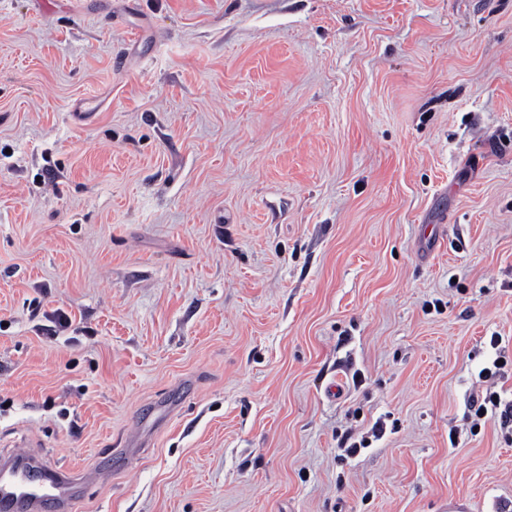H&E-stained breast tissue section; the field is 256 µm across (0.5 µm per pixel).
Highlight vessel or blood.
Segmentation results:
<instances>
[{
	"instance_id": "1",
	"label": "vessel or blood",
	"mask_w": 512,
	"mask_h": 512,
	"mask_svg": "<svg viewBox=\"0 0 512 512\" xmlns=\"http://www.w3.org/2000/svg\"><path fill=\"white\" fill-rule=\"evenodd\" d=\"M14 464L0 469V512H71L76 479L68 471L48 468L49 493L29 488L22 480L30 471L32 456L18 450Z\"/></svg>"
}]
</instances>
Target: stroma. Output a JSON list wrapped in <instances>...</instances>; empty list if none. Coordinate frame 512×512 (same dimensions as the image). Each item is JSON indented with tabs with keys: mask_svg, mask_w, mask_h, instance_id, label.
Listing matches in <instances>:
<instances>
[{
	"mask_svg": "<svg viewBox=\"0 0 512 512\" xmlns=\"http://www.w3.org/2000/svg\"><path fill=\"white\" fill-rule=\"evenodd\" d=\"M490 391L512 0H0V455L73 512H512Z\"/></svg>",
	"mask_w": 512,
	"mask_h": 512,
	"instance_id": "obj_1",
	"label": "stroma"
}]
</instances>
